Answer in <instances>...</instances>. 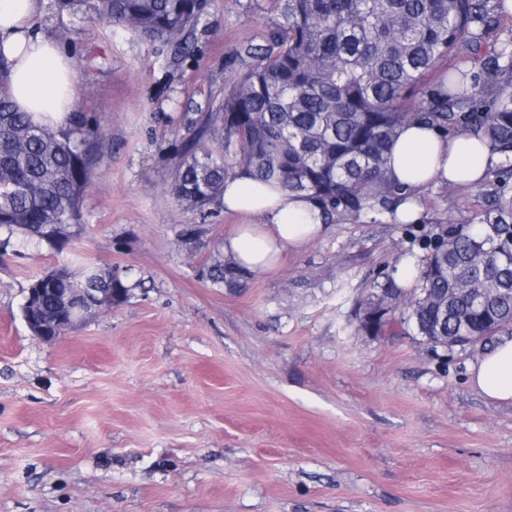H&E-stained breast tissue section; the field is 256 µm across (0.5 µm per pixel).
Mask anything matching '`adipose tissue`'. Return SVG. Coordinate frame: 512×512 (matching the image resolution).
<instances>
[{
    "label": "adipose tissue",
    "instance_id": "1",
    "mask_svg": "<svg viewBox=\"0 0 512 512\" xmlns=\"http://www.w3.org/2000/svg\"><path fill=\"white\" fill-rule=\"evenodd\" d=\"M40 0H0V55L10 63L9 85L15 108L61 123L74 111L73 61L54 38L37 27ZM496 155L482 140L463 131L447 135L411 119L390 145L386 176L403 199L387 217L398 224L419 222L421 194L431 186L483 183ZM225 214L239 216L224 237V255L236 265L261 273L326 230L320 202L305 193L263 185L241 174L224 180ZM470 383L486 399L512 402V337H500L470 373Z\"/></svg>",
    "mask_w": 512,
    "mask_h": 512
}]
</instances>
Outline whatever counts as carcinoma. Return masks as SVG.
<instances>
[{"label":"carcinoma","mask_w":512,"mask_h":512,"mask_svg":"<svg viewBox=\"0 0 512 512\" xmlns=\"http://www.w3.org/2000/svg\"><path fill=\"white\" fill-rule=\"evenodd\" d=\"M278 21L255 60L224 100L193 124L196 133L175 167L170 194L206 212L224 179L243 172L310 193L329 216L359 213L366 200L386 209L400 188L385 175L390 143L410 118L448 134L482 135L500 162L485 185L488 208L478 224L427 241L414 267V295L449 296L448 316L433 306L404 307L403 323L434 348L457 336L512 335V59L496 54L480 71L457 69L435 87L426 73L450 56L476 54L503 0H273ZM85 10L149 41L176 44L198 19L197 0H54ZM9 66L0 54V245L18 237L61 253L81 232V201L103 156L99 132L72 112L58 127L15 109ZM250 275L219 246L202 269L215 285L236 288ZM122 289L127 302L142 287L85 263L57 267L32 288L53 326L57 309L80 288Z\"/></svg>","instance_id":"1"}]
</instances>
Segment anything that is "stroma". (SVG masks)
Returning <instances> with one entry per match:
<instances>
[{"label":"stroma","mask_w":512,"mask_h":512,"mask_svg":"<svg viewBox=\"0 0 512 512\" xmlns=\"http://www.w3.org/2000/svg\"><path fill=\"white\" fill-rule=\"evenodd\" d=\"M41 3L105 160L72 252L0 256V512H512V404L469 384L480 347L361 326L423 240L474 223L483 188L430 187L419 223L367 210L238 290L212 284L199 271L233 219L167 190L189 120L277 21L271 0H203L187 58ZM191 224L199 241L177 242ZM86 262L147 288L33 336L30 281Z\"/></svg>","instance_id":"1"}]
</instances>
